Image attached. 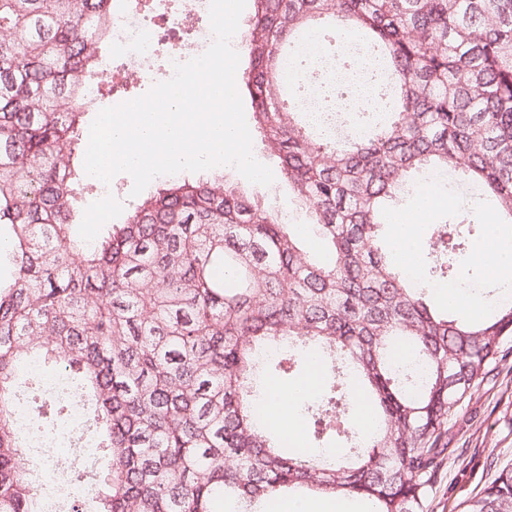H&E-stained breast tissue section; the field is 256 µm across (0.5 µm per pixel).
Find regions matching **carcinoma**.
<instances>
[{"mask_svg": "<svg viewBox=\"0 0 512 512\" xmlns=\"http://www.w3.org/2000/svg\"><path fill=\"white\" fill-rule=\"evenodd\" d=\"M242 83L256 132L325 250L225 178L157 189L95 242L72 238L87 91L107 59L112 0H0V512H43L17 369L54 363L73 396L44 395L49 431L72 401L109 465L94 512H268L280 499H357L365 512H425L448 423L512 338V303L455 318L432 283L466 264L492 197L512 224V0H254ZM310 34L322 53L352 37L382 100L343 140L300 112L283 78ZM480 190L437 225L431 263L410 279L386 248L389 205L415 174ZM403 344L409 364L392 355ZM277 350L261 362L260 353ZM311 350L331 379L303 401V448L259 420L263 372L290 379ZM360 392L373 425H353ZM462 512H512V465Z\"/></svg>", "mask_w": 512, "mask_h": 512, "instance_id": "carcinoma-1", "label": "carcinoma"}]
</instances>
